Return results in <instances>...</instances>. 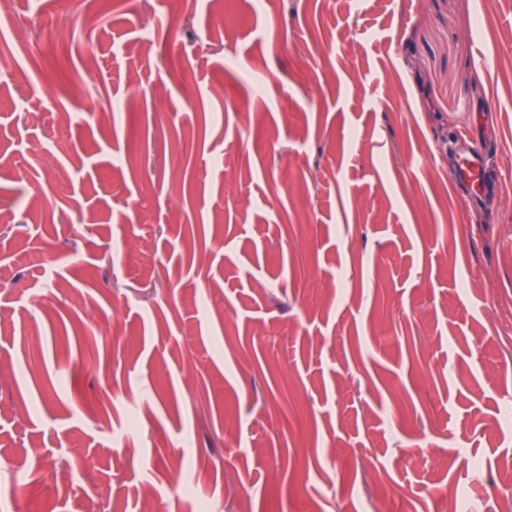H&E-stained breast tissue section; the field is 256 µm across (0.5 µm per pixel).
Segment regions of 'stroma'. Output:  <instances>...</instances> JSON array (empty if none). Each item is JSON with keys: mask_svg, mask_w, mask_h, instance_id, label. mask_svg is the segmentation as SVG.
<instances>
[{"mask_svg": "<svg viewBox=\"0 0 512 512\" xmlns=\"http://www.w3.org/2000/svg\"><path fill=\"white\" fill-rule=\"evenodd\" d=\"M1 28L0 457L29 484L0 512L512 496V0H0ZM457 183L466 186L473 198L485 195L492 186V174L488 170L484 154L475 150L466 154L454 173Z\"/></svg>", "mask_w": 512, "mask_h": 512, "instance_id": "35a3bbf8", "label": "stroma"}]
</instances>
